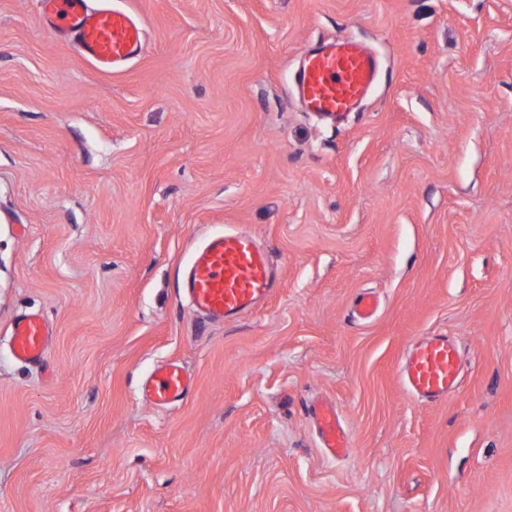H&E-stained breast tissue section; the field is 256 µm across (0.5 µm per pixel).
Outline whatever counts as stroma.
Returning <instances> with one entry per match:
<instances>
[{"instance_id":"obj_1","label":"stroma","mask_w":512,"mask_h":512,"mask_svg":"<svg viewBox=\"0 0 512 512\" xmlns=\"http://www.w3.org/2000/svg\"><path fill=\"white\" fill-rule=\"evenodd\" d=\"M131 6L144 50L103 73L0 0V512H512V0ZM331 37L381 62L336 121L293 89ZM227 228L278 290L211 322L180 282ZM27 313L38 364L10 352ZM433 333L462 382L419 403L396 364ZM167 361L195 388L162 409ZM11 331V353L16 360L39 363L44 359L50 328L41 315L30 313L18 317ZM192 379L175 362L158 366L145 384V392L151 401L162 408L184 401L191 392ZM312 414L321 448L333 457L349 454L353 448L352 438L336 407L327 401L318 402Z\"/></svg>"}]
</instances>
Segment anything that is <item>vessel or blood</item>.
<instances>
[{
  "label": "vessel or blood",
  "mask_w": 512,
  "mask_h": 512,
  "mask_svg": "<svg viewBox=\"0 0 512 512\" xmlns=\"http://www.w3.org/2000/svg\"><path fill=\"white\" fill-rule=\"evenodd\" d=\"M50 25L72 38L82 56L103 72L138 56L144 48L142 20L126 8L110 5L92 9L86 0H42ZM378 60L361 41L334 38L318 43L295 74V92L309 111L333 119L355 111L374 86ZM181 288L192 310L214 322L232 320L252 311L275 293L269 253L242 230L208 239L193 255ZM50 328L38 314L18 317L11 326V353L16 360L38 363L48 348ZM462 371L459 344L445 335L412 340L397 366V376L412 398L438 403L457 387ZM192 379L174 362L158 366L145 384L151 401L162 408L184 401ZM312 414L322 448L344 456L353 448L351 435L327 401Z\"/></svg>",
  "instance_id": "vessel-or-blood-1"
}]
</instances>
